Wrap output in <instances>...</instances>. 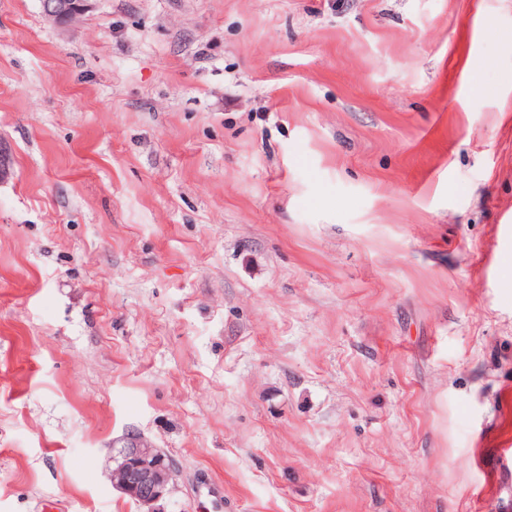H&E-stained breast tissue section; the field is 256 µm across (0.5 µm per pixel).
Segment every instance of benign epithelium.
Returning a JSON list of instances; mask_svg holds the SVG:
<instances>
[{
  "mask_svg": "<svg viewBox=\"0 0 512 512\" xmlns=\"http://www.w3.org/2000/svg\"><path fill=\"white\" fill-rule=\"evenodd\" d=\"M96 0H42L45 17L61 30L69 29L89 13ZM175 465L155 448L133 442L123 449V461L112 468L108 477L112 486L134 499L144 512H161L159 503L174 487Z\"/></svg>",
  "mask_w": 512,
  "mask_h": 512,
  "instance_id": "1",
  "label": "benign epithelium"
}]
</instances>
